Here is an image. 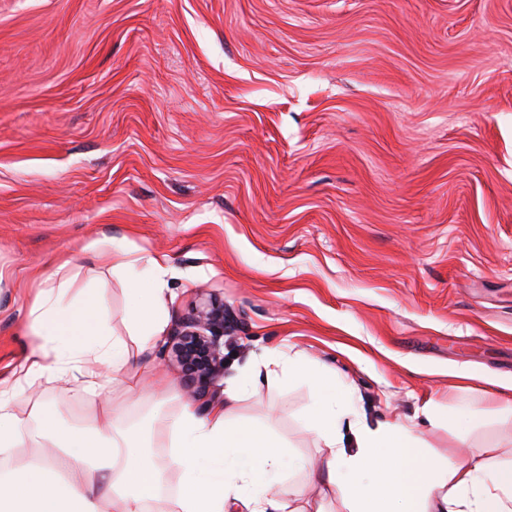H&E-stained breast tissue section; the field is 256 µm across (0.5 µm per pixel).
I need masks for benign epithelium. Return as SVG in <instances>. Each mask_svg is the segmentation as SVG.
<instances>
[{"label":"benign epithelium","mask_w":512,"mask_h":512,"mask_svg":"<svg viewBox=\"0 0 512 512\" xmlns=\"http://www.w3.org/2000/svg\"><path fill=\"white\" fill-rule=\"evenodd\" d=\"M224 301L202 299L174 332L169 353L189 395L212 401L216 380L224 376Z\"/></svg>","instance_id":"1"}]
</instances>
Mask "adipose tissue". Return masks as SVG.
Wrapping results in <instances>:
<instances>
[{
    "label": "adipose tissue",
    "mask_w": 512,
    "mask_h": 512,
    "mask_svg": "<svg viewBox=\"0 0 512 512\" xmlns=\"http://www.w3.org/2000/svg\"><path fill=\"white\" fill-rule=\"evenodd\" d=\"M66 263L41 280L32 329L45 340L13 380H0V512H224L228 501L252 503V512H305L288 484L296 464L270 429L236 423L239 403L257 379L244 370L224 398L203 416L183 409L168 426L173 448L163 460L153 448V427L124 425L104 401V367L120 373L125 388L149 394L153 374L139 366L166 326L162 265L147 259L145 288L130 306L128 332L135 347L115 336L105 288L70 298ZM291 378L307 379L315 401L304 426L327 450L324 483L336 512H512V463L487 459L434 461L421 438L401 424L357 419L351 389L335 375L314 371L306 357L281 361ZM64 382L69 400L92 406L90 423L62 429L55 410L34 401L28 413L17 398L41 379ZM354 452H347L345 433ZM47 443L52 455L14 467L17 451ZM182 474L183 490L167 498L169 469Z\"/></svg>",
    "instance_id": "1"
}]
</instances>
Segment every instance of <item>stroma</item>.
<instances>
[{"label": "stroma", "instance_id": "stroma-1", "mask_svg": "<svg viewBox=\"0 0 512 512\" xmlns=\"http://www.w3.org/2000/svg\"><path fill=\"white\" fill-rule=\"evenodd\" d=\"M105 234L166 268L168 326L223 298L219 387L300 352L435 459L512 462V0H0V379L62 257L128 339ZM267 370L238 414L331 501L312 388ZM109 394L159 430L206 412L171 369L155 409Z\"/></svg>", "mask_w": 512, "mask_h": 512}]
</instances>
